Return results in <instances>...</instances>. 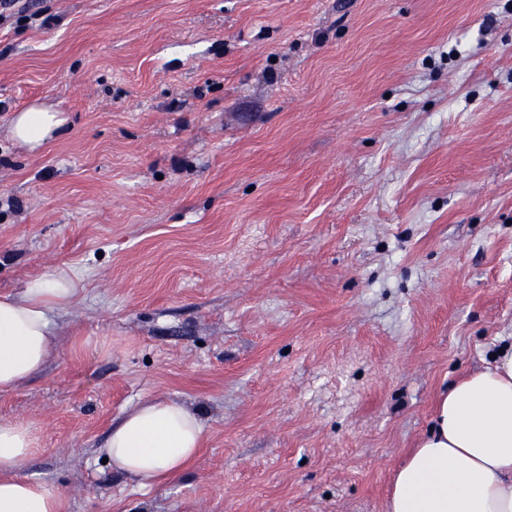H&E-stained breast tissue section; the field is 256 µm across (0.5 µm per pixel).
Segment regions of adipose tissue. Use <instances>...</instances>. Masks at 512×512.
I'll use <instances>...</instances> for the list:
<instances>
[{"instance_id":"obj_1","label":"adipose tissue","mask_w":512,"mask_h":512,"mask_svg":"<svg viewBox=\"0 0 512 512\" xmlns=\"http://www.w3.org/2000/svg\"><path fill=\"white\" fill-rule=\"evenodd\" d=\"M65 113L34 104L14 113L10 134L39 150L68 123ZM77 293L59 268L0 295V394L45 365L53 316ZM204 437L198 414L171 401H147L114 423L101 448L113 469L139 485L182 474ZM28 427L0 422V512H63L61 492L45 482L12 475L33 453ZM387 512H512V349L494 367L462 377L439 395L432 425L395 472Z\"/></svg>"}]
</instances>
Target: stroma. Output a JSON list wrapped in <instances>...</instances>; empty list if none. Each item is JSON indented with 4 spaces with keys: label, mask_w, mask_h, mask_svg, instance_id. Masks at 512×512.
<instances>
[{
    "label": "stroma",
    "mask_w": 512,
    "mask_h": 512,
    "mask_svg": "<svg viewBox=\"0 0 512 512\" xmlns=\"http://www.w3.org/2000/svg\"><path fill=\"white\" fill-rule=\"evenodd\" d=\"M21 4L0 294L78 292L0 395L15 475L64 512H385L440 391L512 343V0ZM36 101L71 125L32 153ZM153 399L205 435L142 488L99 450Z\"/></svg>",
    "instance_id": "1"
}]
</instances>
